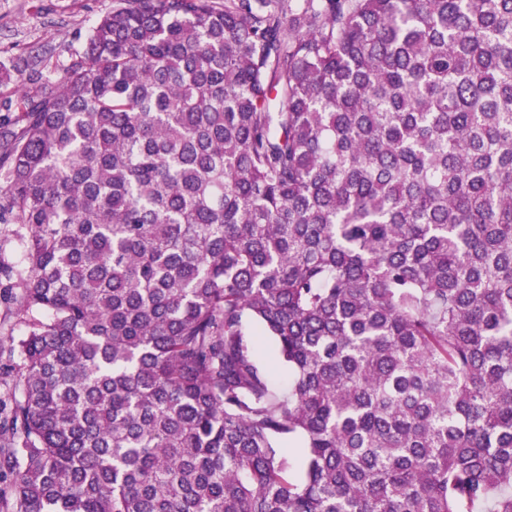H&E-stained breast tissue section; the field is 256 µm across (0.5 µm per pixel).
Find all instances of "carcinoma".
Listing matches in <instances>:
<instances>
[{
    "mask_svg": "<svg viewBox=\"0 0 512 512\" xmlns=\"http://www.w3.org/2000/svg\"><path fill=\"white\" fill-rule=\"evenodd\" d=\"M0 86V512H512V0H113ZM11 226L12 224H0V237L2 239L0 261L19 268L23 260V245L21 241L13 235ZM7 293L8 288H0V338L1 336L8 337L10 335L18 337L24 331L22 323L11 314L10 308L12 305L6 304L4 301ZM255 350L258 360L271 373L272 378L279 385L286 383V369L277 356L276 349L268 337L256 341Z\"/></svg>",
    "mask_w": 512,
    "mask_h": 512,
    "instance_id": "cac0c4a2",
    "label": "carcinoma"
}]
</instances>
